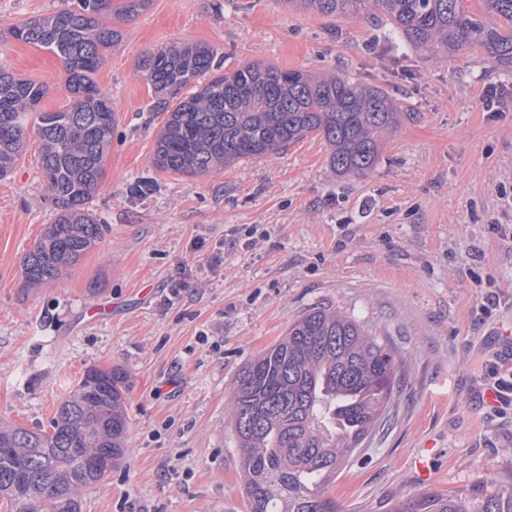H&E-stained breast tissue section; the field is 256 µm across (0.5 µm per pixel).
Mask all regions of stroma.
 Segmentation results:
<instances>
[{
	"mask_svg": "<svg viewBox=\"0 0 512 512\" xmlns=\"http://www.w3.org/2000/svg\"><path fill=\"white\" fill-rule=\"evenodd\" d=\"M122 39L95 74L112 97V147L89 207L102 243L62 280L25 288L24 254L55 206L39 140L0 180V421L49 429L89 367L122 368L130 451L84 489L81 512H246L240 454L224 418L239 370L289 324L333 305L407 360L390 417L329 494L343 512H386L425 489L512 482V384L496 334L512 330V111L491 118L488 85L512 89L481 49L404 46L382 11L326 16L286 0H150L117 9ZM58 0H0V67L46 85L65 109L55 54L6 37ZM210 45L225 71L260 60L334 70L396 95L401 126L367 175L337 178L309 134L274 161L187 179L153 165L162 116L138 64L171 43ZM154 191L130 196L128 183ZM427 463L422 479L416 461Z\"/></svg>",
	"mask_w": 512,
	"mask_h": 512,
	"instance_id": "1",
	"label": "stroma"
}]
</instances>
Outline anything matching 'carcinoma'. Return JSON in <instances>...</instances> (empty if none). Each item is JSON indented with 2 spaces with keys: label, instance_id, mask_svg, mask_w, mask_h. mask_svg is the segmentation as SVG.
<instances>
[{
  "label": "carcinoma",
  "instance_id": "obj_1",
  "mask_svg": "<svg viewBox=\"0 0 512 512\" xmlns=\"http://www.w3.org/2000/svg\"><path fill=\"white\" fill-rule=\"evenodd\" d=\"M296 8L350 16L373 7L416 50L482 49L492 67L512 73V0H483L484 15L462 0H289ZM112 0H61L23 21L11 36L60 56L66 109L39 104L48 89L0 68V179L40 140V168L56 207L22 260L27 286L49 285L103 240L106 225L87 207L112 145V98L94 79L121 32L102 21ZM154 111L164 116L155 168L194 178L240 160H270L310 133L330 147L338 177L376 165L400 125L399 99L336 72L314 75L259 62L223 70L214 48L171 45L145 55ZM206 75L188 98V84ZM403 357L340 307L297 317L277 343L245 365L225 394V416L241 454L247 512H342L330 485L369 437L399 387ZM127 376L87 369L60 402L51 430L0 426V496L18 512H80L79 493L102 481L87 465H114L128 451ZM390 512H512V485L493 479L448 493L433 489L394 500Z\"/></svg>",
  "mask_w": 512,
  "mask_h": 512
}]
</instances>
